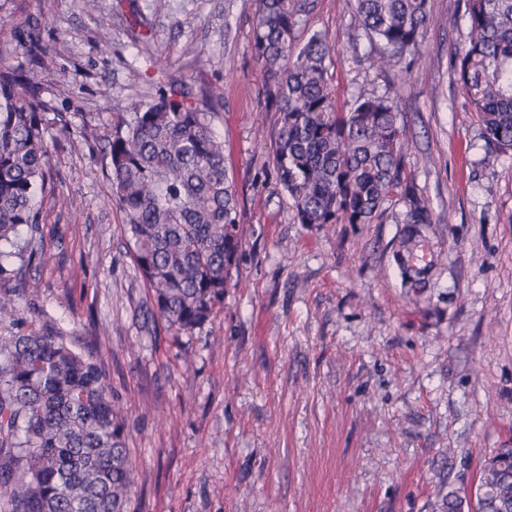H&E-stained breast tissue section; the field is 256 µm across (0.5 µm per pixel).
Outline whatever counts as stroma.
<instances>
[{
	"mask_svg": "<svg viewBox=\"0 0 512 512\" xmlns=\"http://www.w3.org/2000/svg\"><path fill=\"white\" fill-rule=\"evenodd\" d=\"M409 78L359 66L339 0L309 27L340 51L336 104L390 97L405 168L429 199L448 265L413 304L391 261L399 226L300 224L262 143L277 115L255 62L256 0H0V33L38 25L52 50L49 174L75 207L37 197L29 306L94 338L123 409L135 466L130 512H429L443 484L469 486L483 456L512 448V155L491 150L453 66L467 40L459 0ZM151 38L140 41L132 18ZM222 92L215 129L248 234L211 321L170 334L108 203L112 123L169 76ZM99 136L83 140V126Z\"/></svg>",
	"mask_w": 512,
	"mask_h": 512,
	"instance_id": "1",
	"label": "stroma"
}]
</instances>
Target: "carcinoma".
Masks as SVG:
<instances>
[{"mask_svg": "<svg viewBox=\"0 0 512 512\" xmlns=\"http://www.w3.org/2000/svg\"><path fill=\"white\" fill-rule=\"evenodd\" d=\"M344 5L370 44L359 64L407 72L434 23L430 0ZM315 7L257 0L252 51L272 82L267 105L278 117L268 151L278 182L301 224H374L391 214L401 225L392 259L418 303L448 257L435 242L429 200L405 171L404 125L384 94L336 107L335 45L319 31L298 36ZM463 16L469 32L455 81L486 144L512 153V0H463ZM50 50L37 29L0 44V512H129V435L99 356L37 309L28 317L17 309L34 290L28 266L46 260L33 238L42 220L35 196L56 194L48 129L68 123L45 98ZM220 99L168 82L113 124L108 139L110 202L123 215L151 312L177 336L210 321L242 258L246 230L214 130ZM393 203L401 209L390 213ZM431 512H512V448L484 460L474 490L440 491Z\"/></svg>", "mask_w": 512, "mask_h": 512, "instance_id": "carcinoma-1", "label": "carcinoma"}]
</instances>
